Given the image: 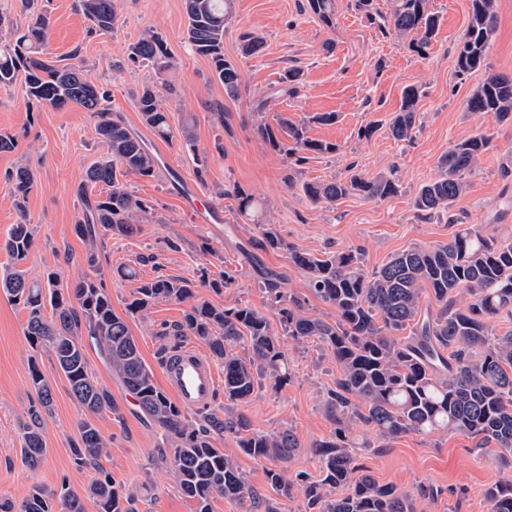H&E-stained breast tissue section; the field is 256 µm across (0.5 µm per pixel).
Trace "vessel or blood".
<instances>
[{
    "label": "vessel or blood",
    "instance_id": "1",
    "mask_svg": "<svg viewBox=\"0 0 512 512\" xmlns=\"http://www.w3.org/2000/svg\"><path fill=\"white\" fill-rule=\"evenodd\" d=\"M163 375L175 401L186 410L210 407L218 380L211 362L196 347L180 346L163 362Z\"/></svg>",
    "mask_w": 512,
    "mask_h": 512
}]
</instances>
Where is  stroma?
<instances>
[{"label": "stroma", "mask_w": 512, "mask_h": 512, "mask_svg": "<svg viewBox=\"0 0 512 512\" xmlns=\"http://www.w3.org/2000/svg\"><path fill=\"white\" fill-rule=\"evenodd\" d=\"M442 19L439 33L424 54L412 52L407 39L380 29L357 11L354 0H336V24L326 27L307 11L305 0H234L233 18L224 38V53L236 60L242 74L237 99L224 93L209 61L186 42L184 0H118V21L109 32L93 30L76 0H48L51 29L46 48L62 62L76 61L111 97L105 106L157 155V176L128 177L125 187L152 207L139 230L128 237L106 236L97 242L99 272L118 315L126 316L140 352L153 373L161 367L156 350L162 327L181 321L184 304L161 301L146 312L127 316L138 279L156 274L198 282V295L223 307L250 305L270 313L260 275L281 276L285 291L305 298L307 316L335 321L336 311L311 297L304 273L287 252L262 249L259 225L238 216L237 202L224 188L238 185L263 204L267 219L288 242L307 252L324 255L358 250L365 269L385 264L410 246L450 239L459 225H480L485 236L512 237V122L494 113H471L466 101L488 73L512 76V0H495L497 27L489 49V70L466 80L455 75V50L471 12L470 0H430ZM260 33L259 54L241 56L239 32ZM155 33L174 61L170 72L148 67L117 72L114 61L125 58L129 45ZM301 68L303 84L296 96L278 95L285 69ZM153 85L168 112L173 138L163 141L144 126L134 105L144 85ZM419 90L418 129L413 139L398 141L387 129L400 105L402 90ZM267 98L258 109L259 98ZM223 113H216V105ZM336 113L335 123H314L313 115ZM307 123L316 140L335 143L336 154L311 157L302 167L308 180L342 179L354 172L368 176L394 172L399 193L383 201L349 196L327 206L315 204L297 188H288V162L256 133L258 126L279 120ZM377 130L368 137L359 131L368 123ZM96 119L83 108H49L30 99L24 81L0 86V134L10 135L16 147L0 152V241L18 220L14 189L8 173L24 167L36 185L27 202L35 227L33 248L23 268L28 279L44 281L59 274L61 291L72 290L89 273L85 244L74 232L81 211L76 188L86 169L106 148L95 134ZM492 135V148L480 156L466 178L467 189L449 213L416 210L419 189L434 179L437 163L449 146L476 133ZM198 187L211 206L222 209L224 221L209 224L185 209L186 185ZM208 243L212 255L199 246ZM237 273L235 284L213 289L209 280L220 271ZM132 269L136 278H120ZM27 312L0 293V502L20 504L33 486L79 490L95 472L75 467L70 444L84 413L72 398L65 378L51 355L34 354L24 334ZM290 377L280 386L264 385L243 403L254 430L274 432L290 427L301 450L288 463V476L305 471L318 475L320 463L313 448L330 439L332 425L323 405L339 376L335 360L318 339L298 343L282 338ZM88 366L107 387L123 412L122 420L104 415L96 424L108 441L101 464L113 479L133 490L137 512H196V504L180 491L167 463L173 443L146 420L137 403L115 379L94 350L86 352ZM37 361L53 388L54 408L45 420L47 453L43 464L28 469L21 453V425L35 399L29 363ZM215 447L233 454L248 482L261 496L276 499L280 512H302V496L276 497L267 482V462L239 452L234 437L215 435ZM368 473L379 483L416 493L435 488L433 497L418 500L416 512H487L485 488L503 478L498 454L480 448L474 439L438 433L429 438L405 435L384 448H372L363 458Z\"/></svg>", "instance_id": "35a3bbf8"}]
</instances>
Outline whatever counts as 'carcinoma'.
Returning <instances> with one entry per match:
<instances>
[{"label": "carcinoma", "instance_id": "carcinoma-1", "mask_svg": "<svg viewBox=\"0 0 512 512\" xmlns=\"http://www.w3.org/2000/svg\"><path fill=\"white\" fill-rule=\"evenodd\" d=\"M28 12L25 24L12 25L9 41L0 45V85L23 76L28 96L51 108L77 105L97 117L95 134L107 153L86 171L77 195L83 202L82 217L74 230L86 242L84 261L90 270L99 265L95 241L98 228L111 235L130 236L146 219L151 206L126 191L120 179L130 175L152 177L158 158L126 126L102 109L106 93L82 68L60 65L46 56L50 16L32 13L34 0H21ZM389 14L382 18L409 47L420 54L436 37L440 16L429 9V0H391ZM82 14L93 29H111L117 21L116 0H78ZM307 9L327 27L336 20V0H307ZM186 39L193 52L209 60L214 76L224 84V93L238 97L241 74L224 55V35L233 17V0H185ZM496 31L495 0H471L466 32L456 50L455 74L459 79L479 69H488L487 50ZM254 32L239 35L241 54L250 57L263 46ZM150 67L162 74L173 64L163 40L148 34L132 44L126 59L115 63ZM278 92L293 96L302 84L301 73L286 71ZM419 90L402 91L399 110L389 129L396 139L413 137ZM135 105L143 122L163 141L173 138L168 112L155 90L145 86ZM467 110L492 112L504 122L512 121V77L490 74L467 100ZM279 131L259 127L263 140L291 161L284 182L299 187L315 204H333L348 196L385 200L400 191L394 176L352 173L345 181L301 179L309 155L333 154L334 143L314 140L306 129L283 119ZM492 138L483 132L462 139L448 148L438 163V175L423 185L414 201L420 212L448 211L465 193L463 175L472 171L479 157L491 148ZM15 186L19 220L12 225L3 248L14 263L25 261L34 243L26 202L35 177L25 168L8 175ZM110 187L105 197L90 199L88 188ZM237 200L238 213L254 224H263L264 210L255 197L238 186L224 190ZM261 247L288 251L291 262L306 277L310 293L336 310L333 323L304 315L305 300L284 294L279 276L266 273L261 287L269 294L282 334L303 341L318 337L340 369L336 388L327 392L326 418L334 425L333 437L315 446L322 467L317 478L306 472L290 479L288 461L301 443L291 429L256 432L241 404L254 393L255 384L271 380L277 387L288 376V362L280 349V335L269 318L248 305L220 308L196 299L195 282L158 275L139 280L128 305L134 314L160 301L188 302L182 321L162 332L169 337L161 348L166 353L180 346L184 336L202 339L213 357L224 362V416L211 414L204 423L191 425L177 403L160 390L151 368L143 359L127 321L112 310V300L94 277L76 284L73 293L55 288L58 273L50 272L44 284L30 282L16 269L0 277V290L9 300L27 310L24 336L31 348L53 353L57 371L66 378L73 399L88 413L78 425L79 438L70 451L76 466H91L97 475L81 491L61 486V491L35 486L19 507L1 504L0 512H87L92 502L96 512H135V495L116 483L100 459L107 442L92 417L119 413L112 393L98 383L88 369L84 339L94 342L100 358L115 372L137 401L139 410L175 443L170 458L181 492L194 500L196 512H210L217 496L238 502L243 512H280L268 499L261 500L240 472L232 455L213 446V434L228 433L239 450L255 460L273 464L267 479L277 494L288 499L299 494L304 512H416L413 495L392 484H380L361 463L357 449L371 447L354 437L361 426L377 439L391 441L403 435L430 437L454 432L480 437V442L499 447L502 470L512 469V329L496 334L490 322L500 314H512V239L483 236L475 224H464L445 243L412 246L396 253L379 269L368 273L357 251L317 256L285 242L274 225L263 229ZM432 291L440 311L421 310L424 290ZM51 310L45 315V310ZM409 335L400 336L403 331ZM248 342L250 354L242 358L233 351L237 342ZM38 404L29 409L23 424L22 454L28 466L42 463L47 441L44 414L51 413L52 386L36 359L29 365ZM344 487L336 498L325 487ZM488 512H512V479H501L484 492Z\"/></svg>", "mask_w": 512, "mask_h": 512}]
</instances>
